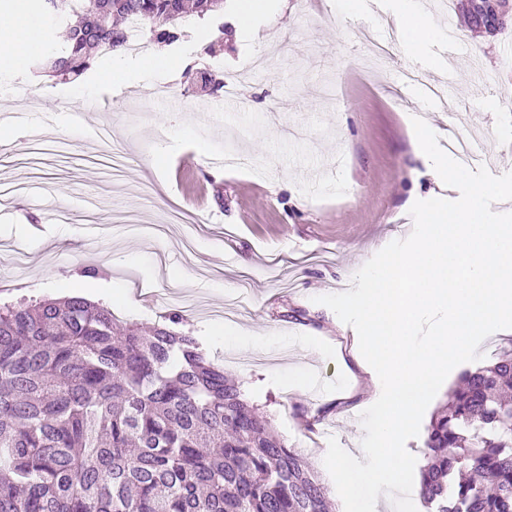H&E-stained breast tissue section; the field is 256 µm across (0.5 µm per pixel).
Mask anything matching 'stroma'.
I'll return each mask as SVG.
<instances>
[{
    "label": "stroma",
    "mask_w": 512,
    "mask_h": 512,
    "mask_svg": "<svg viewBox=\"0 0 512 512\" xmlns=\"http://www.w3.org/2000/svg\"><path fill=\"white\" fill-rule=\"evenodd\" d=\"M425 2L437 35L418 54L402 32L387 36L391 0H276L260 36L225 38L221 18H194L191 35L154 46L168 70L118 86L97 75L118 53L95 56L71 79L43 76L36 63L61 29L37 0H0V12L20 8L43 25L25 73H6L0 111L50 115L42 131L0 138V187H24L0 206V243L40 240L27 270L0 272V303L80 293L109 304L119 323L145 328L180 313L182 330L223 360L332 491L328 440L361 456L368 384L355 329L316 298L350 289L373 255L407 238L415 201L459 196L419 155L412 115L434 130L477 133L489 171L512 172V71L484 93L469 80L472 68L497 66L512 24L488 36L457 21L458 0ZM451 19L452 45L442 32ZM363 27L389 41L381 71L356 40ZM260 54L273 65L249 70ZM408 68L454 73L458 94L447 109L406 86ZM208 73L239 76V103L215 110L201 89ZM158 84L169 97L152 96ZM229 152L251 156L254 169L224 165ZM130 224L151 232H127ZM85 266L98 276H82ZM243 288L248 313L218 317ZM243 327L261 336L259 347L237 344ZM318 382L330 391L314 395Z\"/></svg>",
    "instance_id": "35a3bbf8"
}]
</instances>
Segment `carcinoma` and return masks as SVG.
Listing matches in <instances>:
<instances>
[{"label": "carcinoma", "mask_w": 512, "mask_h": 512, "mask_svg": "<svg viewBox=\"0 0 512 512\" xmlns=\"http://www.w3.org/2000/svg\"><path fill=\"white\" fill-rule=\"evenodd\" d=\"M66 37L52 76L119 46L140 16L174 43L223 0H42ZM512 352L467 370L432 415L419 494L429 512H512ZM0 512H330L287 446L197 339L120 325L82 296L0 305Z\"/></svg>", "instance_id": "1"}]
</instances>
